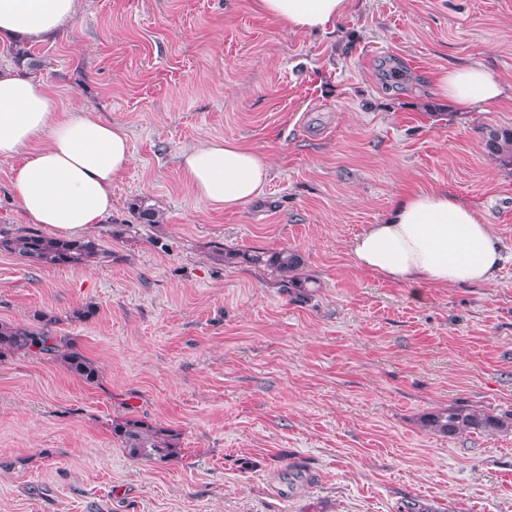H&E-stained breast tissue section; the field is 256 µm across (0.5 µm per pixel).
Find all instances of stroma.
I'll return each mask as SVG.
<instances>
[{"label": "stroma", "mask_w": 512, "mask_h": 512, "mask_svg": "<svg viewBox=\"0 0 512 512\" xmlns=\"http://www.w3.org/2000/svg\"><path fill=\"white\" fill-rule=\"evenodd\" d=\"M31 52L0 43V64L126 127L132 161L90 263L0 251V322L46 311L100 368L90 386L0 360V512H512V431L423 425L451 405L512 411V170L483 141L512 128V0H352L327 33L253 0H81ZM470 63L505 97L460 112L429 81ZM213 138L267 155L259 199L195 194L178 155ZM412 188L484 215L507 257L492 285L416 293L356 269L352 239ZM219 247L293 249L313 288L287 295ZM131 415L178 432V458H131L112 436Z\"/></svg>", "instance_id": "1"}]
</instances>
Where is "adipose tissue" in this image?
I'll list each match as a JSON object with an SVG mask.
<instances>
[{
  "mask_svg": "<svg viewBox=\"0 0 512 512\" xmlns=\"http://www.w3.org/2000/svg\"><path fill=\"white\" fill-rule=\"evenodd\" d=\"M79 0H0V40L42 42L73 26ZM350 0H255L258 12L301 32L334 28ZM435 91L461 112L495 104L503 85L483 64L444 68ZM0 158L13 161L12 186L26 220L50 234H86L112 216V183L132 152L125 127L82 107L62 109L43 81L0 69ZM180 168L194 192L216 210L259 197L268 158L241 144L208 139L182 150ZM357 269L408 288L493 282L503 261L490 225L443 190L402 195L387 219L351 243Z\"/></svg>",
  "mask_w": 512,
  "mask_h": 512,
  "instance_id": "adipose-tissue-1",
  "label": "adipose tissue"
}]
</instances>
